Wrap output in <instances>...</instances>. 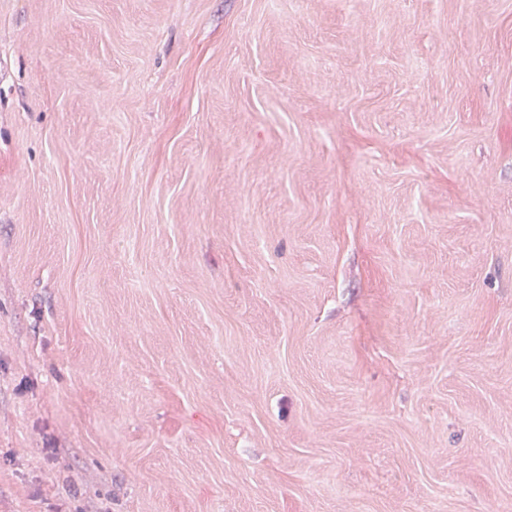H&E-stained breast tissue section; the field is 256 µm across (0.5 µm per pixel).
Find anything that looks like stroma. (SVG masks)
<instances>
[{"label":"stroma","instance_id":"obj_1","mask_svg":"<svg viewBox=\"0 0 512 512\" xmlns=\"http://www.w3.org/2000/svg\"><path fill=\"white\" fill-rule=\"evenodd\" d=\"M0 512H512V0H0Z\"/></svg>","mask_w":512,"mask_h":512}]
</instances>
